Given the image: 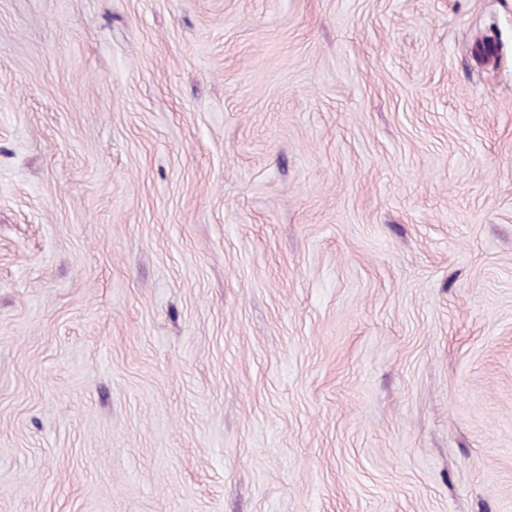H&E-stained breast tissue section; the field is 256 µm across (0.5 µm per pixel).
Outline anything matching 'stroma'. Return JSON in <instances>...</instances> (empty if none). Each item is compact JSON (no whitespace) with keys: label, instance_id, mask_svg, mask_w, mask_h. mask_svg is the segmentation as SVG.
I'll return each instance as SVG.
<instances>
[{"label":"stroma","instance_id":"1","mask_svg":"<svg viewBox=\"0 0 512 512\" xmlns=\"http://www.w3.org/2000/svg\"><path fill=\"white\" fill-rule=\"evenodd\" d=\"M0 512H512V0H0Z\"/></svg>","mask_w":512,"mask_h":512}]
</instances>
